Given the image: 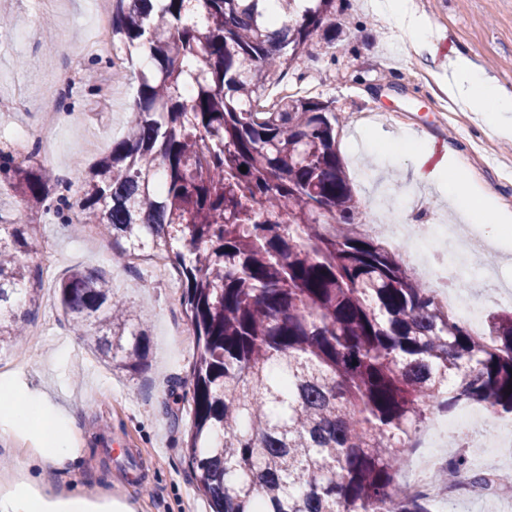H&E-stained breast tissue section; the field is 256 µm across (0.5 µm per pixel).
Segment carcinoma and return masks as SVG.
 <instances>
[{
	"label": "carcinoma",
	"mask_w": 512,
	"mask_h": 512,
	"mask_svg": "<svg viewBox=\"0 0 512 512\" xmlns=\"http://www.w3.org/2000/svg\"><path fill=\"white\" fill-rule=\"evenodd\" d=\"M112 0L125 59L147 51L126 135L82 169L79 215L116 257L176 266L195 354L184 452L213 512H431L396 481L416 431L461 403L512 416V311L482 334L435 303L365 218L325 103L271 82L336 43L343 0ZM246 167L241 172L240 167ZM7 179L44 208L59 178L0 154ZM29 225L0 216V349L14 304L39 290ZM69 326L134 376L145 322L98 272L57 285ZM448 438L435 480L484 477Z\"/></svg>",
	"instance_id": "1"
}]
</instances>
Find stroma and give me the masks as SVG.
Masks as SVG:
<instances>
[{"label": "stroma", "instance_id": "obj_1", "mask_svg": "<svg viewBox=\"0 0 512 512\" xmlns=\"http://www.w3.org/2000/svg\"><path fill=\"white\" fill-rule=\"evenodd\" d=\"M434 36L429 50L403 48L397 31L372 10V0H347L344 32L289 70L281 91L309 95L335 109L346 124L338 143L354 193L368 223H376L378 193L393 202L388 221L441 223L448 207L439 185L422 183L418 170L435 154L454 152L458 176L492 186L499 206L512 210V148L494 136L486 115L450 104L437 85L449 58L468 55L512 92V0H415ZM98 23L93 0H0V146L16 158L37 152L61 178L47 210L30 211L10 184L0 181V214L29 224L37 244L30 265L51 262L25 336L0 350V375L20 392L43 394L51 408H69L75 420L64 433L78 451L83 489L127 501L133 512H209L184 457L190 424L189 365L194 343L175 272L148 261L115 265L111 250L88 242L76 224L81 194L78 167L109 153L130 120L136 64L111 79L116 42L85 51ZM70 43H63V36ZM77 66L81 81L67 106L54 114L47 139L35 132L57 95L53 76ZM75 268L102 272L115 293L141 312L149 335L145 368L130 376L94 355L91 337H74L59 307L56 279ZM43 432L14 430L0 415V472L38 463Z\"/></svg>", "mask_w": 512, "mask_h": 512}]
</instances>
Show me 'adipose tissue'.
I'll return each mask as SVG.
<instances>
[{
	"label": "adipose tissue",
	"instance_id": "obj_1",
	"mask_svg": "<svg viewBox=\"0 0 512 512\" xmlns=\"http://www.w3.org/2000/svg\"><path fill=\"white\" fill-rule=\"evenodd\" d=\"M374 8L409 47L418 51L426 46L430 29L418 16L414 0H375ZM441 88L449 102L457 105L475 108L482 103L490 104L489 120L495 133L512 140V93L498 86L467 56L449 61ZM448 197L465 220L481 225L482 229L492 231L497 225L512 222V212L497 208L490 188L463 179L448 184ZM0 412L9 415L19 429L40 423L46 434L41 450L44 460L54 470L70 471L74 452L61 435V424L66 420L63 412L46 409L38 393L18 394L10 389L0 393ZM35 483V478L22 474L12 489L0 494V512H112L111 502L91 501L77 483H70L67 491L51 496L39 493Z\"/></svg>",
	"mask_w": 512,
	"mask_h": 512
}]
</instances>
